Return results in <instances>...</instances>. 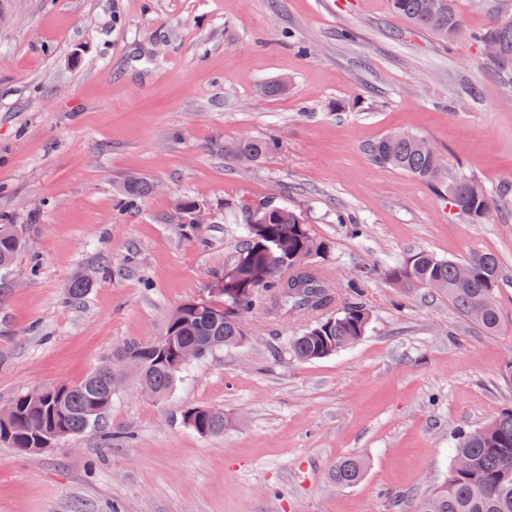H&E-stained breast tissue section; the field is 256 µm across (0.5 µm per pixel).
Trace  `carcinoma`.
<instances>
[{"instance_id":"cac0c4a2","label":"carcinoma","mask_w":512,"mask_h":512,"mask_svg":"<svg viewBox=\"0 0 512 512\" xmlns=\"http://www.w3.org/2000/svg\"><path fill=\"white\" fill-rule=\"evenodd\" d=\"M390 2L394 13L437 39L448 41L465 35L456 0H438L432 13L427 10V0ZM490 7V25L471 38L481 46L489 42L498 45L499 55L492 63L502 81L512 85V0H493ZM213 149L234 162L246 155L257 164L276 152L279 142L268 137L240 136ZM367 152L374 162L428 183H437L442 176L443 160L435 156L425 140L414 135L388 134L368 145ZM154 190L152 183L140 177L127 180L123 187L132 208ZM445 197L475 221L484 219L494 204L478 183L462 174L448 181ZM198 207L200 203L191 197L177 202L185 230L193 233L198 232L193 222ZM236 214L241 224V245L235 263L249 270L257 267L269 271L257 290L235 299L221 292L214 301L185 303L177 308L176 316L170 317L161 339H130L112 354L114 358L139 359L143 364L139 379L148 382L160 399L184 372L176 363V352L181 347H197L199 361L205 362L233 345L242 335L241 318L260 309L279 319L314 318L301 333L285 342L288 355L300 361L333 355L360 340L369 328L370 314L359 299V282H348L349 298L339 303L338 292L330 288L316 264V258L326 253L328 246L310 235L301 213L277 201L260 200L240 202ZM21 248L15 225L0 217V270L12 267ZM463 267L468 270L465 279L460 278ZM387 276L404 288L426 287L442 293L456 310L489 333L499 328L497 310L483 305L486 295L496 292L500 277L499 260L491 253H474L457 262L418 251L391 267ZM89 288L86 278H74L64 303L71 305L83 299ZM113 398L110 362L79 383L66 385L61 392H26L11 402L13 420L0 423V442L29 453L42 449V437L57 441L83 434L99 425ZM183 420L201 435L224 432V414L209 408H192ZM453 458L444 484L414 499L412 512H512V411L501 413L480 429L459 434ZM363 469L356 458L339 460L332 480L340 486L353 485L362 478Z\"/></svg>"}]
</instances>
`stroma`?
<instances>
[{"label":"stroma","instance_id":"stroma-1","mask_svg":"<svg viewBox=\"0 0 512 512\" xmlns=\"http://www.w3.org/2000/svg\"><path fill=\"white\" fill-rule=\"evenodd\" d=\"M484 3L458 0L468 34L445 43L390 0H0V214L25 238L0 274V408L210 299L241 199L301 211L328 245L324 279H362L372 315L358 342L302 362L284 343L306 318L250 314L246 341L164 399L123 389L98 429L33 453L0 444V512H410L444 481L455 432L512 408V87L468 38ZM280 79L284 95L260 93ZM399 131L485 187L483 221L370 159ZM244 134L280 147L251 166L211 149ZM133 176L157 191L131 210ZM182 196L204 204V240L181 231ZM418 251L496 254L499 330L397 288L388 269ZM78 274L92 286L64 306ZM190 407L222 411L223 434L193 431ZM345 457L366 468L338 486Z\"/></svg>","mask_w":512,"mask_h":512}]
</instances>
